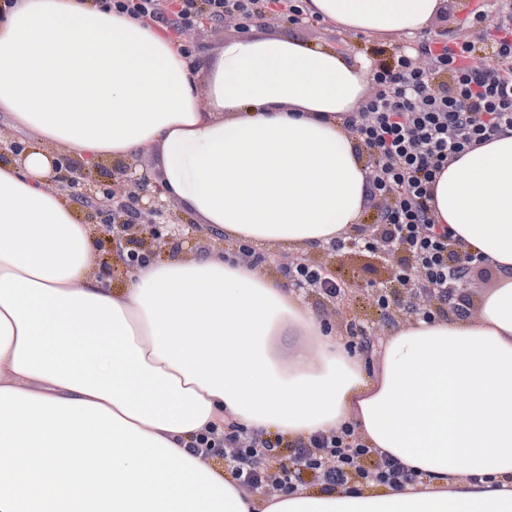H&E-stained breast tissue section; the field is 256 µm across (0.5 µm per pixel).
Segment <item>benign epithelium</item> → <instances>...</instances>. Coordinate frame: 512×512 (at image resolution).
I'll return each instance as SVG.
<instances>
[{
    "mask_svg": "<svg viewBox=\"0 0 512 512\" xmlns=\"http://www.w3.org/2000/svg\"><path fill=\"white\" fill-rule=\"evenodd\" d=\"M108 169L112 178L102 188L86 180L89 167L83 161L68 158L52 189L68 193L84 222L96 225L117 252H127L123 262L130 271L133 252L152 257L171 244V236L163 232L172 215L170 202L162 199V188L152 181L144 158L113 160Z\"/></svg>",
    "mask_w": 512,
    "mask_h": 512,
    "instance_id": "benign-epithelium-1",
    "label": "benign epithelium"
}]
</instances>
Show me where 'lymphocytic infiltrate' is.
Instances as JSON below:
<instances>
[{"label": "lymphocytic infiltrate", "mask_w": 512, "mask_h": 512, "mask_svg": "<svg viewBox=\"0 0 512 512\" xmlns=\"http://www.w3.org/2000/svg\"><path fill=\"white\" fill-rule=\"evenodd\" d=\"M104 9L181 30L202 22L238 21L241 29L273 19L274 0H101ZM483 15L471 13L461 22L462 35L423 37L399 49L393 63L370 70L374 88L347 126L365 148L368 209L374 213L366 249L398 253L397 287L379 293L383 314L402 308L433 321L467 318L471 304L451 286L466 277L474 255L456 265L457 250L446 226L433 218V186L450 160L512 130V0H500L495 36L480 31ZM484 51L493 63L478 68L471 60ZM289 285L314 290L330 301L341 300L345 287L305 260L283 266ZM430 292L434 306L417 308L414 289ZM212 455L233 450L228 467L239 485L274 495L298 488L299 474L282 464L284 439L235 424L211 428L200 441ZM293 454L314 472L322 492L384 485L401 489L416 474L389 457H374L356 436L352 424L295 441Z\"/></svg>", "instance_id": "obj_1"}]
</instances>
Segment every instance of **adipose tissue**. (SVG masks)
I'll list each match as a JSON object with an SVG mask.
<instances>
[{
	"instance_id": "obj_1",
	"label": "adipose tissue",
	"mask_w": 512,
	"mask_h": 512,
	"mask_svg": "<svg viewBox=\"0 0 512 512\" xmlns=\"http://www.w3.org/2000/svg\"><path fill=\"white\" fill-rule=\"evenodd\" d=\"M374 38L424 31L446 0H304ZM369 64L254 34L207 69L91 0L0 17V112L33 144L0 166V512H512V132L449 162L437 223L497 274L475 318L397 321L366 372L250 259L214 249L97 274L96 230L50 185L63 157H158L165 196L209 236L330 244L366 205L344 119ZM232 421L293 440L352 422L419 473L404 489L255 497L195 445ZM86 493L66 502L65 488Z\"/></svg>"
}]
</instances>
